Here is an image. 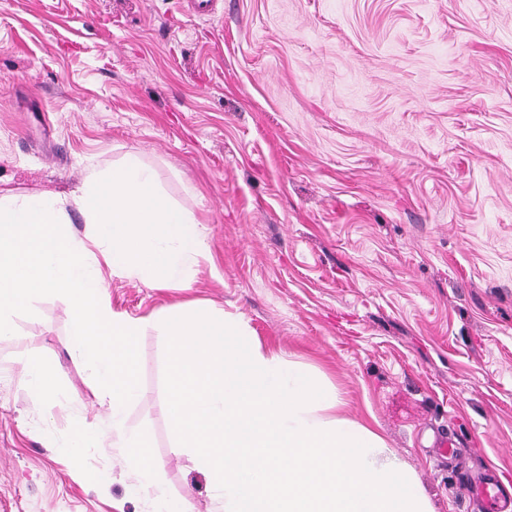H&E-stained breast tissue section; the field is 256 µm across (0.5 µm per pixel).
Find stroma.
<instances>
[{"mask_svg":"<svg viewBox=\"0 0 512 512\" xmlns=\"http://www.w3.org/2000/svg\"><path fill=\"white\" fill-rule=\"evenodd\" d=\"M135 154L204 222L187 290L116 277L135 316L203 300L325 371L436 512H483L472 471L512 481V0H0V190L67 196L88 165ZM0 341V512H155L103 441L102 481L57 439L105 408L64 341L61 296ZM143 430L167 493L218 512L174 454L165 340H138ZM53 364L47 401L22 353Z\"/></svg>","mask_w":512,"mask_h":512,"instance_id":"35a3bbf8","label":"stroma"}]
</instances>
